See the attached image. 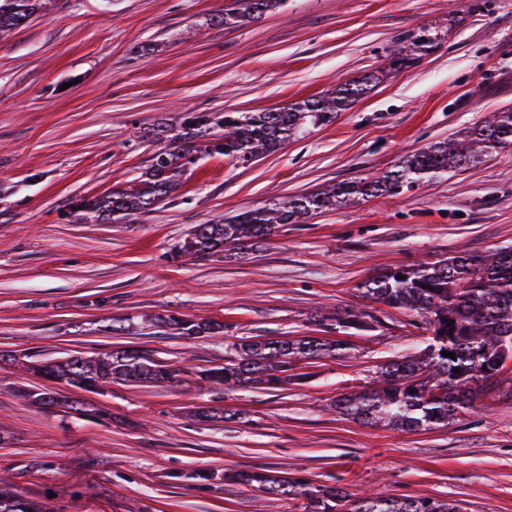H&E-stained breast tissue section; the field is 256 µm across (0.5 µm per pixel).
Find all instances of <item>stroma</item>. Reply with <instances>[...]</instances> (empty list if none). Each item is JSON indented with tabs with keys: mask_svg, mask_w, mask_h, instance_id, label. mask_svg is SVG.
Masks as SVG:
<instances>
[{
	"mask_svg": "<svg viewBox=\"0 0 512 512\" xmlns=\"http://www.w3.org/2000/svg\"><path fill=\"white\" fill-rule=\"evenodd\" d=\"M229 2L59 0L0 38V476L55 512H302L303 499L235 481L243 472L512 512L511 398H477L450 425L418 431L336 409L427 343L415 315L371 301L361 283L512 245V149L282 225L229 259L169 258L194 225L392 168L512 108V0H287L244 26H211ZM423 27L441 42L393 67V49ZM370 71L379 83L334 122L246 166L204 157L150 213L95 224L71 208L140 180L157 126L176 113L281 108ZM350 312L365 329H332ZM168 314L224 329H111ZM303 336L351 348L299 361L306 381L275 390L198 377L235 344ZM126 349L181 369V385L89 392L26 368ZM21 384L86 412L34 406L14 393Z\"/></svg>",
	"mask_w": 512,
	"mask_h": 512,
	"instance_id": "35a3bbf8",
	"label": "stroma"
}]
</instances>
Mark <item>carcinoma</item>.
<instances>
[{"mask_svg": "<svg viewBox=\"0 0 512 512\" xmlns=\"http://www.w3.org/2000/svg\"><path fill=\"white\" fill-rule=\"evenodd\" d=\"M285 0H232L224 13L209 19L216 26H242L284 4ZM56 0H0V36L23 26L36 14L46 15ZM437 34L424 28L414 38V50L434 46ZM379 80L374 72L342 83L320 96L286 108L260 112H226L214 121L205 112H184L177 125L155 130L163 142L149 159L146 178L105 197L83 201L79 208L88 220L108 224L151 212L173 193L192 166L213 153H222L241 165L276 150L308 129L336 120L339 112L363 98ZM512 148V109L493 113L481 124L450 140L436 141L405 156L393 168L370 179L341 181L316 192L287 198L267 208L241 212L222 224H197L172 249L173 257L205 259L218 252L239 249L271 235L278 224H300L318 211L356 204L383 194L413 190L432 178L465 170L482 157ZM405 279L399 280L397 276ZM364 294L392 308L415 312L430 332L423 354L391 361L380 367L379 386L336 400L339 412L370 426L407 430L446 426L471 407L476 394L508 392L512 378L501 373L505 358L512 359V246L490 254L459 251L432 263L387 268L363 284ZM154 326L180 336L201 338L224 328L213 321L174 315L152 319ZM345 349L341 341L318 337L242 343L237 355L207 369L203 378L231 390L242 383L277 388L288 382L301 360H312ZM452 352L455 358L443 352ZM35 373L60 379L67 385L93 391L116 380L165 384L181 371L148 357L140 350H123L97 357L70 356L32 366ZM23 396L47 408L60 404L82 415L77 400L50 393L21 390ZM263 494L302 495L305 512H342L345 496L336 487L307 491V483L277 479L259 473L245 475ZM0 512H47L0 484ZM350 512H462L456 503L428 497H360Z\"/></svg>", "mask_w": 512, "mask_h": 512, "instance_id": "cac0c4a2", "label": "carcinoma"}]
</instances>
